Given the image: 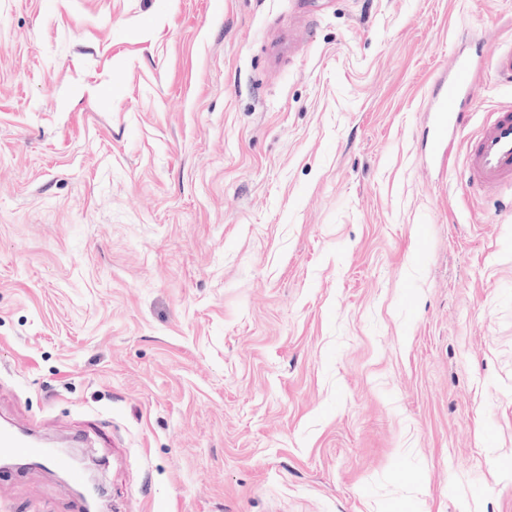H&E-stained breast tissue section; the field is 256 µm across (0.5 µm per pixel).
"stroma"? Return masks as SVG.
<instances>
[{
    "mask_svg": "<svg viewBox=\"0 0 512 512\" xmlns=\"http://www.w3.org/2000/svg\"><path fill=\"white\" fill-rule=\"evenodd\" d=\"M511 41L512 0H0V420L92 433L103 512H512V189L463 163ZM474 62L470 55H456L448 76L444 74L436 85L432 113L433 152L448 139V130H458L467 124L465 101L471 97Z\"/></svg>",
    "mask_w": 512,
    "mask_h": 512,
    "instance_id": "obj_1",
    "label": "stroma"
}]
</instances>
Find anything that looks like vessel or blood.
<instances>
[{"instance_id":"vessel-or-blood-1","label":"vessel or blood","mask_w":512,"mask_h":512,"mask_svg":"<svg viewBox=\"0 0 512 512\" xmlns=\"http://www.w3.org/2000/svg\"><path fill=\"white\" fill-rule=\"evenodd\" d=\"M473 71L472 56L459 54L453 58L447 75L438 81L431 116L434 146H441L449 131L465 127V102L472 95ZM465 169L471 187L479 190L512 184V106L492 113L475 133L467 146ZM0 456L18 460L37 458L66 474L71 483L84 482L82 471L68 455L19 425H0Z\"/></svg>"}]
</instances>
